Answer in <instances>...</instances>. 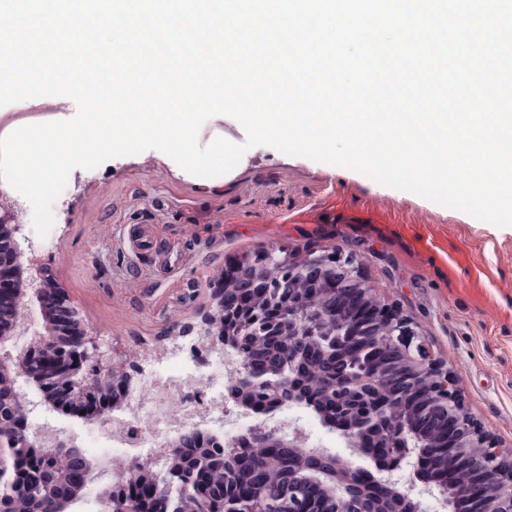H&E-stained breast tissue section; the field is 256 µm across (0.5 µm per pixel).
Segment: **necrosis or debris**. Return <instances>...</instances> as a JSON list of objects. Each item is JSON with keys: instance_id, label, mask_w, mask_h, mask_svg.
Masks as SVG:
<instances>
[{"instance_id": "1", "label": "necrosis or debris", "mask_w": 512, "mask_h": 512, "mask_svg": "<svg viewBox=\"0 0 512 512\" xmlns=\"http://www.w3.org/2000/svg\"><path fill=\"white\" fill-rule=\"evenodd\" d=\"M170 360L150 375L121 415L103 420L97 455L107 473L126 470L143 455L161 457L163 441L187 429L216 430L229 446L254 428L252 416L222 397L229 374L240 367L237 359L214 356L205 373L186 364L180 348H173Z\"/></svg>"}]
</instances>
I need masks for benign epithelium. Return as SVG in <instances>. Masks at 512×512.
Masks as SVG:
<instances>
[{"mask_svg": "<svg viewBox=\"0 0 512 512\" xmlns=\"http://www.w3.org/2000/svg\"><path fill=\"white\" fill-rule=\"evenodd\" d=\"M16 206L0 207V311L19 313L32 294L45 320V332L14 356L0 359V389L15 398L17 413L7 434L0 433V481L14 486L48 484L63 489L57 512H69L88 484L93 465L86 460L78 468L58 465L51 481L41 476L43 455L38 439L26 432L25 420L31 401L17 390L25 383L43 401L84 419L110 417L114 403L127 394L138 361L116 367L103 358L100 344L81 327L82 320L68 299L55 289H46L33 279L23 287L27 267L25 252L15 238L18 230ZM178 334L195 336L200 355L241 352L243 336L258 341L267 336H289L318 350H344L363 372L349 374L335 391L360 394L372 400L371 413L349 418L324 406L302 391L307 364L294 363L286 381L272 380L263 366L251 361L241 373L226 382V394L235 404L255 415L269 416L279 408L309 403L316 405L324 426L340 431L352 453L363 455L370 467H356L346 458L324 448H308L305 437L295 430L257 425L251 432L250 448H294L301 461L315 460L321 467L300 466L299 498L344 500L349 475L364 474L373 488L388 490L419 512L420 503L410 492H400L395 473H411V489L448 499V472L467 469L475 474L470 500L476 512H512V466L507 464L491 438L463 411L454 372L430 358L419 345L412 346L415 332L399 309L381 302L350 257L308 251L301 259H290L283 250L269 248L219 275L212 288L211 305L200 309L192 322H178ZM409 407L427 421L433 433L435 455L405 446L391 456L379 449L389 446L387 434L379 430L391 413ZM195 464L181 462L169 454L170 469L177 478L179 497L171 512H189L191 499L201 497L208 474L221 468L223 457L201 439ZM483 449L479 459L473 449ZM118 481L124 497L113 498L114 485L102 498L115 512H155L158 489L151 464L133 462ZM493 482L495 492L485 493ZM252 483L245 473L236 478V493L210 503L212 512H254Z\"/></svg>", "mask_w": 512, "mask_h": 512, "instance_id": "benign-epithelium-1", "label": "benign epithelium"}]
</instances>
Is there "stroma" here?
I'll return each mask as SVG.
<instances>
[{
	"label": "stroma",
	"mask_w": 512,
	"mask_h": 512,
	"mask_svg": "<svg viewBox=\"0 0 512 512\" xmlns=\"http://www.w3.org/2000/svg\"><path fill=\"white\" fill-rule=\"evenodd\" d=\"M20 207L32 275L62 290L115 365L142 357L139 385L175 344L207 370L172 325L209 303L228 262L271 246L353 255L512 460V227L269 146L226 177L191 174L156 150L74 169L43 237L30 203Z\"/></svg>",
	"instance_id": "35a3bbf8"
}]
</instances>
